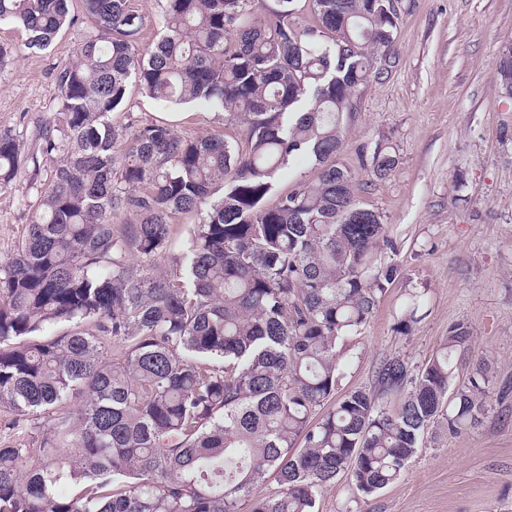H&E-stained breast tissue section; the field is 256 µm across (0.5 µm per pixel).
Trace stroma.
<instances>
[{"instance_id": "35a3bbf8", "label": "stroma", "mask_w": 512, "mask_h": 512, "mask_svg": "<svg viewBox=\"0 0 512 512\" xmlns=\"http://www.w3.org/2000/svg\"><path fill=\"white\" fill-rule=\"evenodd\" d=\"M396 65L370 81L355 112L343 118L342 157L368 188L360 201L381 212L396 253L398 278L381 297L361 337L341 348L342 390L372 389L384 360L426 362L462 322L472 334L457 359L464 381L471 356H484L498 378L512 380V97L495 80L504 46L512 43V0H401ZM90 27L62 29L35 54L17 27L0 25L10 56L0 71V132L34 129L53 116L54 76ZM174 117L181 136L222 126L207 105L154 101L130 88L115 120L139 127ZM394 147L399 163L382 181L358 167L355 150ZM48 170L26 169L0 191V264L25 233L28 214ZM425 298L410 334L395 326L407 293ZM319 512H512V408L492 407L478 429L426 444L396 483L352 499L347 476L324 491Z\"/></svg>"}]
</instances>
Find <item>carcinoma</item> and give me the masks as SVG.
I'll list each match as a JSON object with an SVG mask.
<instances>
[{
    "label": "carcinoma",
    "mask_w": 512,
    "mask_h": 512,
    "mask_svg": "<svg viewBox=\"0 0 512 512\" xmlns=\"http://www.w3.org/2000/svg\"><path fill=\"white\" fill-rule=\"evenodd\" d=\"M163 2L146 47L142 0H0V23L34 53L78 12L93 29L55 74L37 152L0 132V190L50 164L0 266V512H318L344 473L353 498L378 493L435 441L430 428L471 432L491 398L512 396L480 357L454 384L464 323L423 365L389 358L374 390L340 392L338 346L399 275L376 263L397 242L340 160L342 122L394 64L402 17L393 0H308V22L301 0ZM501 60L506 91L511 46ZM132 85L205 102L236 136L120 126ZM297 156L316 178L278 190ZM361 159L375 180L398 165L382 143ZM189 213L175 272L158 271L172 218ZM420 306L409 299L399 331ZM269 477L276 490L254 496Z\"/></svg>",
    "instance_id": "obj_1"
}]
</instances>
